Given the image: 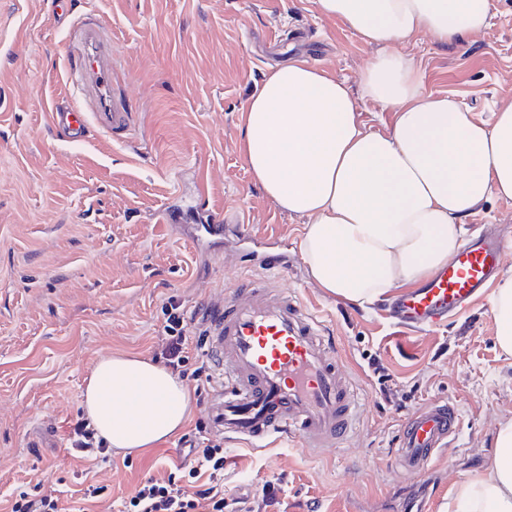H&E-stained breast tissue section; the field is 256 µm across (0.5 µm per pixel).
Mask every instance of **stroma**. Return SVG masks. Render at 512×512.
<instances>
[{"label":"stroma","mask_w":512,"mask_h":512,"mask_svg":"<svg viewBox=\"0 0 512 512\" xmlns=\"http://www.w3.org/2000/svg\"><path fill=\"white\" fill-rule=\"evenodd\" d=\"M0 0V512L16 489L57 497L61 512H119L146 478L186 461L185 439L205 425L193 402L183 429L154 447L82 459L67 435L83 411L94 366L109 355L155 358L168 302L199 336L208 298L261 276L247 255L282 249L293 261L282 287L318 310L363 395L359 423L340 447L315 453L281 440L250 448L221 439L224 496L250 512H440L493 451L512 417V358L495 340L487 301L426 332H401L384 302L360 308L310 281L299 242L304 217L256 186L240 151L242 113L273 67L302 55L342 81L365 129L394 116L362 99L363 71L381 52L315 0ZM103 25L112 86L134 117L132 133L91 127L68 142L49 113L68 95L65 36ZM308 31L307 41L293 39ZM400 50L425 91L457 100L478 122L512 106V0H491L486 25L460 43L421 31ZM227 225L208 230L202 210ZM254 237L236 241L232 223ZM512 234V199L494 195L466 218ZM456 405L463 427L430 483L394 472L404 417L431 401ZM277 489L265 505L261 489ZM103 496L84 499L89 485Z\"/></svg>","instance_id":"35a3bbf8"}]
</instances>
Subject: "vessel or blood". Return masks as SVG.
<instances>
[{"label": "vessel or blood", "mask_w": 512, "mask_h": 512, "mask_svg": "<svg viewBox=\"0 0 512 512\" xmlns=\"http://www.w3.org/2000/svg\"><path fill=\"white\" fill-rule=\"evenodd\" d=\"M76 56L66 81L94 109L52 105V125L74 141L92 123L108 132L131 130L132 115L112 89V50L96 29L81 30ZM504 248L498 236L471 239L429 280L390 303L397 325L427 330L471 308L495 284ZM207 312L206 343L222 379L208 410L212 431L256 448L274 446L285 433L319 452L347 439L359 419L358 394L326 328L298 294L256 279L226 288ZM460 429L453 404H427L400 433L396 473L428 471Z\"/></svg>", "instance_id": "b4317fda"}]
</instances>
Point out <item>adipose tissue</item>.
Returning a JSON list of instances; mask_svg holds the SVG:
<instances>
[{"label":"adipose tissue","instance_id":"1","mask_svg":"<svg viewBox=\"0 0 512 512\" xmlns=\"http://www.w3.org/2000/svg\"><path fill=\"white\" fill-rule=\"evenodd\" d=\"M383 52L364 71L366 100L395 115L366 131L347 86L294 59L272 70L244 109L240 149L251 178L281 209L306 217L300 252L312 282L359 306L419 283L463 244L464 220L489 195L512 199V107L475 122L425 92L397 46L424 29L439 41L484 27L490 0H316ZM496 339L512 357V276L491 297ZM83 407L108 447H153L188 421L187 386L150 360L96 364ZM466 512H512V418L500 420L484 468L457 491Z\"/></svg>","mask_w":512,"mask_h":512}]
</instances>
